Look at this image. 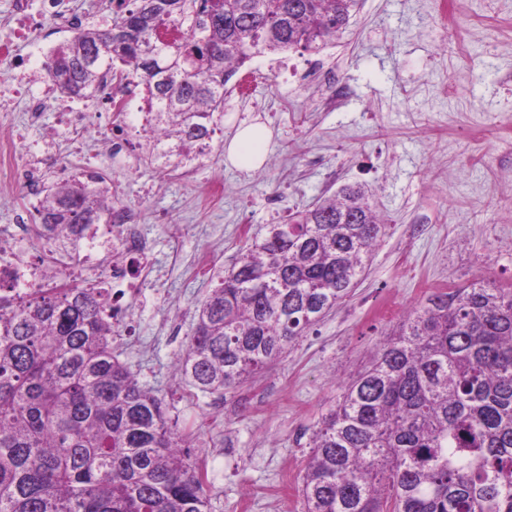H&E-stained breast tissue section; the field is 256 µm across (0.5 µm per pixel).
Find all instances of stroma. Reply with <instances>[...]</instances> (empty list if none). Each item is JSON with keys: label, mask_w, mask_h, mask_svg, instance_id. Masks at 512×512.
Here are the masks:
<instances>
[{"label": "stroma", "mask_w": 512, "mask_h": 512, "mask_svg": "<svg viewBox=\"0 0 512 512\" xmlns=\"http://www.w3.org/2000/svg\"><path fill=\"white\" fill-rule=\"evenodd\" d=\"M249 94L224 98V136L264 123L260 168L241 170L215 147L192 172H162L143 151L79 152L54 108L29 120L27 144L56 133L51 184L93 165L116 206L151 247L130 286L113 345L140 382L170 405L207 471L212 512H300L306 431L340 382L432 291L489 278L512 285V0H360L321 53L254 59ZM359 184L388 227L351 295L273 364L223 396L174 371L213 288L211 272L270 224ZM209 253L208 274L195 259Z\"/></svg>", "instance_id": "obj_1"}]
</instances>
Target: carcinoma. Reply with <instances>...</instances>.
Returning a JSON list of instances; mask_svg holds the SVG:
<instances>
[{
    "label": "carcinoma",
    "mask_w": 512,
    "mask_h": 512,
    "mask_svg": "<svg viewBox=\"0 0 512 512\" xmlns=\"http://www.w3.org/2000/svg\"><path fill=\"white\" fill-rule=\"evenodd\" d=\"M358 0H118L44 69L68 98L105 75L145 86L167 132L163 168L204 158L224 87L263 55L318 53ZM109 188L76 174L44 190L39 235L109 223ZM359 186L272 224L216 276L176 369L227 394L349 298L386 234ZM0 293V512H210L207 472L163 400L114 354L108 289ZM302 512H512V288H441L351 376L308 442Z\"/></svg>",
    "instance_id": "cac0c4a2"
}]
</instances>
